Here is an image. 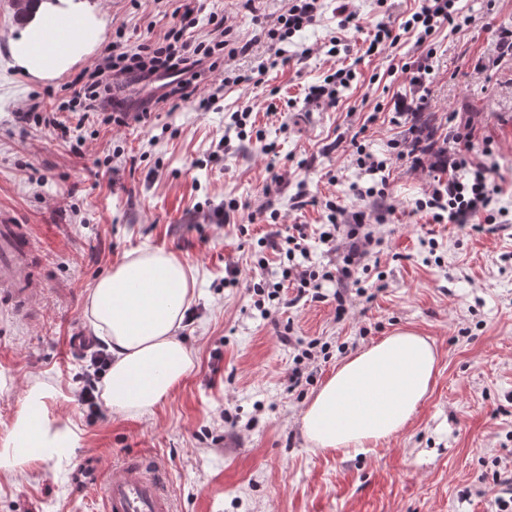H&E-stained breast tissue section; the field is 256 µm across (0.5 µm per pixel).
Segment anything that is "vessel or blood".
<instances>
[{
  "label": "vessel or blood",
  "instance_id": "obj_1",
  "mask_svg": "<svg viewBox=\"0 0 512 512\" xmlns=\"http://www.w3.org/2000/svg\"><path fill=\"white\" fill-rule=\"evenodd\" d=\"M38 254L27 225L0 217V296L14 312L27 315L36 293ZM106 512H175L159 468L139 456L113 465L100 485Z\"/></svg>",
  "mask_w": 512,
  "mask_h": 512
}]
</instances>
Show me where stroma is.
Returning <instances> with one entry per match:
<instances>
[{
	"mask_svg": "<svg viewBox=\"0 0 512 512\" xmlns=\"http://www.w3.org/2000/svg\"><path fill=\"white\" fill-rule=\"evenodd\" d=\"M16 0H0V214L29 225L41 255L38 299L29 318L0 297V438L21 407L27 380L59 393L51 411L71 418L79 440L67 461L0 474V512H105L100 492L76 481L79 460L104 475L133 452L166 473L177 512H492L493 475L512 462V59L476 71L494 57L499 29L512 30V0H471L472 22L441 28L431 47L408 35L364 56L372 22H399L414 0H346L356 14L339 28L336 0H322L315 23L289 39L283 61L259 83L225 89L210 110L184 104L143 121L104 126L86 121L83 141L20 119L31 102L47 112L69 99L71 74L39 80L14 66L8 38L19 27ZM106 36L123 29L129 46L170 23L165 0H98ZM288 0H199L201 19L226 18L249 55L233 69L256 66L268 14ZM341 36L351 52L329 53ZM432 71L413 82L411 68ZM356 71L335 104H306L310 86L336 69ZM426 96L423 115L447 134L454 113H467L488 147L491 180L501 188L498 224H437L417 211L433 178L447 173L422 154L423 168L395 160L415 142L419 123L401 104ZM251 108L262 139L220 149L232 112ZM390 158L384 243L368 271H355L365 292L349 291L336 316L327 282L321 302H286L262 320L247 288L259 238L272 230L325 223L326 200L362 209L352 185H370L355 164L351 137ZM237 209H227L228 201ZM436 239L440 263L428 261ZM176 253L195 276V298L180 335L195 366L152 413H106L88 422L75 399L86 363L72 337L100 346L86 300L97 279L136 250ZM239 267L237 285L224 283ZM399 328L429 337L437 353L433 388L408 427L353 457L308 447L301 415L337 365ZM290 333L333 345L312 384L292 390ZM221 360H213V351ZM470 491L462 499V491Z\"/></svg>",
	"mask_w": 512,
	"mask_h": 512,
	"instance_id": "35a3bbf8",
	"label": "stroma"
}]
</instances>
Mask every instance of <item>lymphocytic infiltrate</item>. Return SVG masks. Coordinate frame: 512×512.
Wrapping results in <instances>:
<instances>
[{"label": "lymphocytic infiltrate", "instance_id": "f902f5d3", "mask_svg": "<svg viewBox=\"0 0 512 512\" xmlns=\"http://www.w3.org/2000/svg\"><path fill=\"white\" fill-rule=\"evenodd\" d=\"M319 9L320 0H289L282 14L267 21L264 35L272 56H282L283 43L296 31L315 22ZM173 15L175 24L136 47L113 41L93 68L81 71L74 78L76 91L62 103V110L78 115L83 121L93 116L101 124L122 126L127 124L129 114L116 92L126 80L166 77L165 90L155 104L171 112L190 101L196 102L198 109H209L224 88L251 81V74L230 75L224 69L225 57L247 53L248 48L235 46L223 21L210 19L211 32L203 38L194 34L201 22L194 0H181ZM471 20L460 0H419L417 9L398 24L376 21L366 52L372 55L383 47L395 46L410 32L423 44L441 26L459 29ZM209 77L216 82L213 93L198 96V84ZM448 142L450 176L445 180L435 179L424 197L416 200V209L429 211L438 224L465 225L477 219L486 224L496 223L498 213L492 207L494 191L490 187L489 169L481 159L483 151L471 121L454 125ZM324 207L328 226L318 241L325 246L327 254L336 255L337 265H325L318 271L312 268L311 246L305 230L284 237L270 234V246L279 256L282 272L280 280L263 276L250 288L261 318H268L272 308L281 303L285 288H296L298 298L318 300L325 281L339 282L336 310L344 312L347 293L341 287L342 281L351 279L355 269L365 266L376 255L382 240L376 237L372 225L367 224L364 212H348L332 200L326 201ZM89 362L92 370L83 377L77 405L92 420L102 414L98 384L110 359L99 350L91 353Z\"/></svg>", "mask_w": 512, "mask_h": 512}]
</instances>
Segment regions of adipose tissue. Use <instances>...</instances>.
Segmentation results:
<instances>
[{
	"label": "adipose tissue",
	"instance_id": "ef3b65f1",
	"mask_svg": "<svg viewBox=\"0 0 512 512\" xmlns=\"http://www.w3.org/2000/svg\"><path fill=\"white\" fill-rule=\"evenodd\" d=\"M105 32L92 0H36L8 41L23 73L52 79L91 53ZM195 278L161 249L130 253L88 295L91 323L112 354L102 398L112 412L149 414L193 370L177 331L194 297ZM437 356L427 338L399 329L343 361L307 404L303 432L310 448L357 454L401 433L433 384ZM55 396L29 381L10 433L0 439V471L62 460L78 442L71 421L52 415Z\"/></svg>",
	"mask_w": 512,
	"mask_h": 512
}]
</instances>
